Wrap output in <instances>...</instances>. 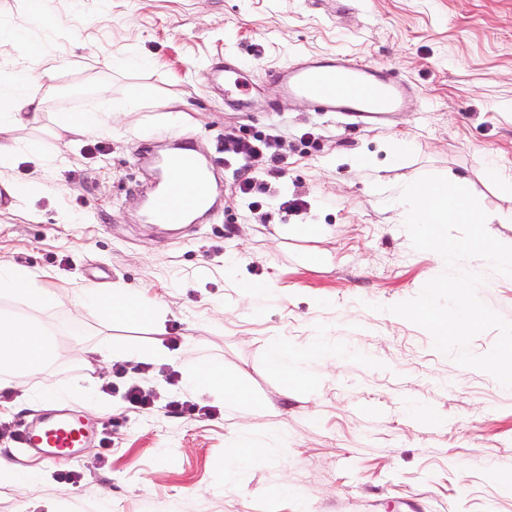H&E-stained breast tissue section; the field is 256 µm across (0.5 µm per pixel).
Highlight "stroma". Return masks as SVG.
<instances>
[{"instance_id": "1", "label": "stroma", "mask_w": 512, "mask_h": 512, "mask_svg": "<svg viewBox=\"0 0 512 512\" xmlns=\"http://www.w3.org/2000/svg\"><path fill=\"white\" fill-rule=\"evenodd\" d=\"M60 23L37 24L23 0H0V21L20 36L0 45V76L53 62L36 86L40 134L59 155L41 172L27 158L11 172L36 180L23 210L0 188V263L42 274L60 301L49 308L0 298V310L56 332L61 353L43 372L17 379L0 423L19 428L51 407L107 422L110 452L84 449L71 467L31 459L0 437V458L38 480L0 484V512H512V492L491 475L512 466V392L482 371L437 352L430 335L388 313L443 273V258L414 249L397 198L413 179L467 177L489 212L512 209V194L485 182L496 159L512 170V0H56ZM346 52L410 85L412 111L381 124L315 111L284 98L274 73L299 55ZM234 58L265 106L243 112L215 85L213 70ZM144 60L130 69L126 60ZM139 99L106 126L71 142L54 137L58 118L92 110L98 91ZM275 135L284 179L259 205L239 192L245 176L228 136ZM404 154H396L397 143ZM180 144L211 174L215 215L181 232L139 213L152 160ZM378 170L380 180L370 177ZM291 199L300 208L288 207ZM320 224L323 234L283 238L281 225ZM481 300L512 321V277L484 262ZM265 291L243 299L242 283ZM123 285L160 303L162 327L102 324L93 309L73 317L88 285ZM259 306L262 318L250 314ZM335 345L305 354L315 333ZM179 343L153 361L158 395L150 411L127 408L125 378L88 363L103 345ZM301 349L298 366L315 386L286 383L266 365L269 344ZM223 361L265 405L232 409L163 376L200 358ZM113 383L115 394L78 397L74 386ZM172 400L215 407L212 417L172 413ZM434 410L426 430L413 408ZM288 435L285 447L238 475L224 471L227 444L245 430ZM295 493L283 496L282 484Z\"/></svg>"}]
</instances>
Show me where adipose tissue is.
I'll return each instance as SVG.
<instances>
[{
	"label": "adipose tissue",
	"instance_id": "obj_1",
	"mask_svg": "<svg viewBox=\"0 0 512 512\" xmlns=\"http://www.w3.org/2000/svg\"><path fill=\"white\" fill-rule=\"evenodd\" d=\"M53 67L21 71L6 80L0 79V177L22 157H31L40 166H54L55 153L38 146L36 139L16 138L15 130L36 127L42 111L34 88L53 79ZM11 295L31 305L47 307L56 304L57 295L38 281L35 274L20 268L0 266V296ZM79 307L94 308L102 323L131 320L134 308H142V319L157 322L158 308L144 299L136 288L117 286L111 290L89 287L74 298ZM60 353L55 332L39 323L12 313H0V390L11 389L15 376L41 372L53 364ZM187 384L198 391L219 394L225 404L260 408L242 380L228 373L223 364L204 361L195 364L186 375ZM284 445L282 434L266 431L238 435L227 449V459L233 464H246L268 458L271 449Z\"/></svg>",
	"mask_w": 512,
	"mask_h": 512
}]
</instances>
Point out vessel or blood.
Wrapping results in <instances>:
<instances>
[{"mask_svg":"<svg viewBox=\"0 0 512 512\" xmlns=\"http://www.w3.org/2000/svg\"><path fill=\"white\" fill-rule=\"evenodd\" d=\"M219 77L227 96L245 97L249 84L239 68L225 66ZM276 79L286 96L312 102L318 111L370 120L403 111L409 96L405 84L347 53L297 57L277 72ZM165 168L167 177L153 197L150 219L155 224H181L207 202L204 177L196 157L188 152L168 156ZM99 437L98 422L77 410L40 414L19 431L23 448L56 464L73 462Z\"/></svg>","mask_w":512,"mask_h":512,"instance_id":"1","label":"vessel or blood"}]
</instances>
